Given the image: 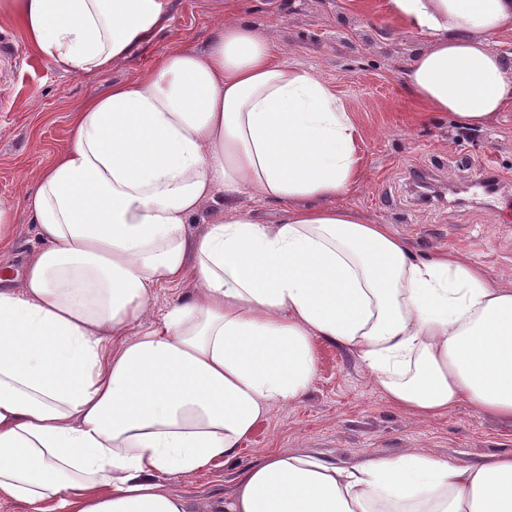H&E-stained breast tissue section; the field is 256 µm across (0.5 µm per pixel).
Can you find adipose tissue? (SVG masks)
<instances>
[{"mask_svg":"<svg viewBox=\"0 0 512 512\" xmlns=\"http://www.w3.org/2000/svg\"><path fill=\"white\" fill-rule=\"evenodd\" d=\"M169 0H0L48 63L106 70L161 29ZM424 37L414 108L482 126L512 103L491 37L512 0H385ZM356 125L313 70L236 19L72 113L69 146L26 198L41 245L11 273L0 204V500L29 512H188L164 486L234 459L272 405L301 399L316 344L355 355L393 404L462 402L512 420V289L333 206L362 177ZM280 204L275 224L241 211ZM224 218L195 232L205 205ZM190 282L133 334L157 288ZM205 512H512V453L409 451L357 464L274 454Z\"/></svg>","mask_w":512,"mask_h":512,"instance_id":"1","label":"adipose tissue"}]
</instances>
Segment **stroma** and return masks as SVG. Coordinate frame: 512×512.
I'll list each match as a JSON object with an SVG mask.
<instances>
[{
    "instance_id": "1",
    "label": "stroma",
    "mask_w": 512,
    "mask_h": 512,
    "mask_svg": "<svg viewBox=\"0 0 512 512\" xmlns=\"http://www.w3.org/2000/svg\"><path fill=\"white\" fill-rule=\"evenodd\" d=\"M229 13L262 28L289 64L317 71L353 118L363 174L337 205L388 225L416 256L455 254L482 265L493 287L512 289V223H498L473 188L490 169L500 204L512 201V103L484 126H456L439 113L415 117L404 71L426 43L390 21L383 0H363L359 9L350 0H171L167 26L152 42L89 76L48 64L15 24L0 20V201L13 209L17 254L36 243L24 198L68 147L72 111L170 49L204 50ZM316 358L305 396L274 405L233 462L164 478L190 512L229 497L240 471L273 453L308 449L355 463L417 451L468 463L512 452V422L467 403L422 420L391 403L344 348L319 342Z\"/></svg>"
}]
</instances>
